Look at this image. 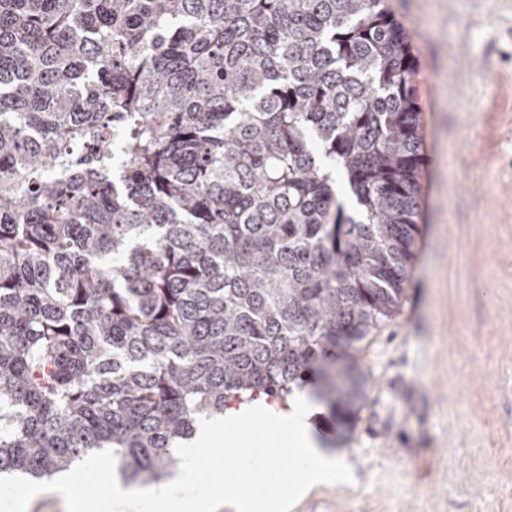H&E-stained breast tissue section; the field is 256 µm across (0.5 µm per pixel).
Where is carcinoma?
I'll return each instance as SVG.
<instances>
[{"instance_id": "carcinoma-1", "label": "carcinoma", "mask_w": 512, "mask_h": 512, "mask_svg": "<svg viewBox=\"0 0 512 512\" xmlns=\"http://www.w3.org/2000/svg\"><path fill=\"white\" fill-rule=\"evenodd\" d=\"M386 0H0V474L303 391L343 443L398 312L423 141Z\"/></svg>"}]
</instances>
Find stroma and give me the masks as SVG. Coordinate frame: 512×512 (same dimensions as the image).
<instances>
[{
  "mask_svg": "<svg viewBox=\"0 0 512 512\" xmlns=\"http://www.w3.org/2000/svg\"><path fill=\"white\" fill-rule=\"evenodd\" d=\"M386 3L419 63L420 234L362 352L356 481L292 512H512V0Z\"/></svg>",
  "mask_w": 512,
  "mask_h": 512,
  "instance_id": "obj_1",
  "label": "stroma"
}]
</instances>
